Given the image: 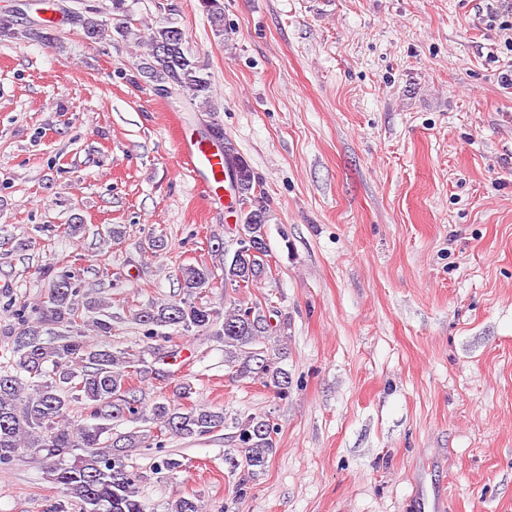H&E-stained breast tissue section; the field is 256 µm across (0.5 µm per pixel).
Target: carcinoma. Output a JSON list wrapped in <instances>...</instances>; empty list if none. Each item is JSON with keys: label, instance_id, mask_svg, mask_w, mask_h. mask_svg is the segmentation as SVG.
<instances>
[{"label": "carcinoma", "instance_id": "1", "mask_svg": "<svg viewBox=\"0 0 512 512\" xmlns=\"http://www.w3.org/2000/svg\"><path fill=\"white\" fill-rule=\"evenodd\" d=\"M215 35L224 36V0H200ZM125 0H112V24L103 11L88 8L70 15L83 35L95 42L106 37L132 38L147 47L138 64L139 74L159 89L185 90L195 99L212 103L211 76L188 54L183 30L169 20L149 28L145 36L132 32L123 14ZM0 36L32 41L55 39L47 24L27 26L21 18L0 17ZM213 136L224 142V164L235 172L233 187L238 198L248 202L256 190L252 168L234 143L216 126ZM245 230L251 236H266L269 212L258 205L246 214ZM224 257V288H248L272 277L270 260L255 262L262 274L249 273L247 265L229 257L224 242L211 245ZM45 300L32 308L11 312L14 322L0 331L11 339L10 368L0 372V466L11 464L26 448L53 460L49 478L65 490L79 512H145L139 500V485L152 474L158 478L183 466L170 454L158 457L150 474L129 470V452L150 441L164 447L162 438L195 439L224 427V412L190 404L178 406L165 396L144 403L133 377L163 382L171 379L179 351L164 345L163 329L214 331L224 338L225 361L238 378H250L288 395L291 379L281 363L284 353L266 346L269 322L258 302H247L224 293V311L201 302L213 287L214 273L204 265L180 268L182 297L150 305L134 320L144 328L146 345L138 356L114 350L107 343L91 344L87 331L97 336L112 334V314L107 305L83 292L80 271L49 265ZM82 402L87 421L71 417L73 403ZM125 419L144 427L128 433H113L112 422ZM235 446L241 458L230 454L226 461L243 469L237 492L246 495L264 474L276 451L278 427L268 417L251 414L235 421ZM168 512H203L200 500L179 497L168 503Z\"/></svg>", "mask_w": 512, "mask_h": 512}]
</instances>
